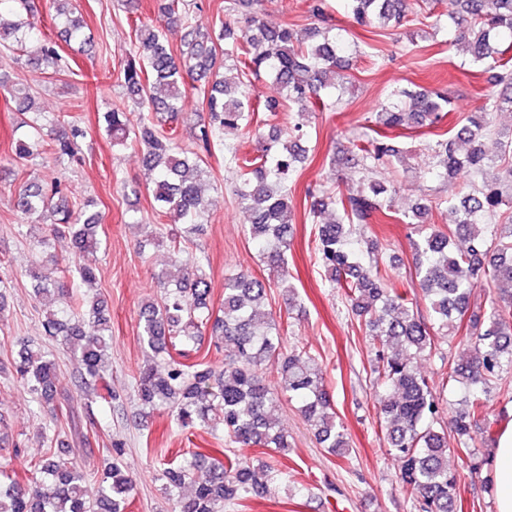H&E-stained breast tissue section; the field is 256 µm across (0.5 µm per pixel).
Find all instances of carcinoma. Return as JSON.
I'll use <instances>...</instances> for the list:
<instances>
[{
	"label": "carcinoma",
	"instance_id": "obj_1",
	"mask_svg": "<svg viewBox=\"0 0 512 512\" xmlns=\"http://www.w3.org/2000/svg\"><path fill=\"white\" fill-rule=\"evenodd\" d=\"M0 42L11 40L36 46L35 65L60 71L56 44L39 37L31 0H0ZM57 17L64 19L61 34L79 41L82 21L73 16L72 0H53ZM360 25L385 27L402 24L407 0H346ZM158 11L168 25L180 24L184 35L178 51L164 40L163 29L147 24L135 27V49L120 73L127 94L139 112V125L119 106L103 113L112 146H125L138 133L147 146L146 163L155 170L153 198L157 211L173 224L194 226L207 211L204 199L206 170L201 156L177 142L170 125L183 117L188 80L214 77L204 99L207 117L197 126L196 140L204 150L224 141V134H254L258 155L228 149L236 175L235 195L244 209L249 239L266 265L282 272L281 284L288 305L295 302V288L287 283L285 252L292 237L293 214L288 201L286 176L305 158L299 141L313 112L336 107V87L347 76L339 69L346 60L341 34L332 27H314L303 43L286 24L270 23L258 16L249 28L237 32L221 18L218 38L224 52L217 56L209 46L211 33L197 23L188 0H161ZM448 18L458 28L473 64L490 74L491 84L502 87L487 95L479 111L472 112L455 137L427 145L428 174L448 183L450 195L434 203H418L404 213L402 222L418 228L414 243L415 277L429 302V317L388 285V271L398 269L378 240L356 244L354 227L367 226L391 208L395 189L369 180L356 191L318 189L319 210H336V219L317 225L315 254L328 275L329 287L338 288L376 350L374 381L383 388L378 399L380 427L389 454L400 461L399 481L416 496L418 512H460L463 508L458 481L448 468V452L457 454L461 466L473 460L472 448L488 433L492 389L509 395L502 373L512 369V129L498 133L496 154H489L483 140L492 134L495 113L512 108V61L503 57L498 42L512 48V0H448ZM233 62L241 79L233 82L219 70ZM272 80L283 102L296 108L297 121L290 128L253 129L255 108L248 77ZM0 89L16 102L15 156L35 162L49 154L57 160L74 157L77 139L83 136L74 122L47 119L32 111L35 96L14 84ZM448 98L424 88L396 86L386 102L372 113L371 134L353 145V165L369 173L380 164L405 160V151L394 130L437 126L447 114ZM14 203L22 212L39 218L33 245L39 256L25 275L32 281L46 308L44 335L67 353L73 365L75 390L88 401L107 404L117 395L106 381L112 345L104 302L77 298L66 310L55 308L69 293L66 281L56 276L60 259L48 253L51 241L70 236L82 262L77 274L92 285L99 274L94 253L102 217L89 210V202L71 204L62 182L22 187ZM443 224L429 222L432 212ZM170 264L153 274L159 296L140 311V341L153 353L136 378V397L142 409L164 411L183 432L223 426L224 442L239 448H268L284 453L290 448L288 432L271 414L279 396L298 404L304 421L314 430L327 452L349 459L350 438L336 421L332 397L325 385L319 357L305 346L282 351L283 329L266 300L270 285L246 273L224 278L220 313L211 307L209 264L187 252L186 241L172 236ZM495 291L487 308H471L478 284ZM464 333L469 355L448 359V381L457 399L443 400L418 370L417 360L434 349V337ZM210 335L216 352L224 353V368L204 363L187 365L176 359L199 353L204 335ZM12 367L38 405L57 415L63 402L58 396V364L52 351L41 344H19ZM279 375L276 391L268 388L263 371ZM455 405L450 430L437 428L444 409ZM121 445L108 449L101 472L91 477L74 459L57 455L50 447L29 462L30 478L20 484L16 471L0 465V512H126L133 491L132 478L120 464ZM256 474L249 462L224 454V459L200 452L184 465L167 467L162 476L165 491L175 501L176 512H224V504L272 491L278 474Z\"/></svg>",
	"mask_w": 512,
	"mask_h": 512
}]
</instances>
